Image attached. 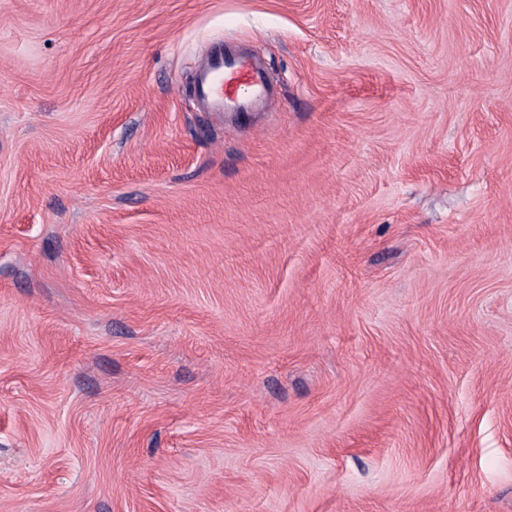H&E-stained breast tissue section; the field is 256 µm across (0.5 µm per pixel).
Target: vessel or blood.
Here are the masks:
<instances>
[{
	"label": "vessel or blood",
	"instance_id": "b4317fda",
	"mask_svg": "<svg viewBox=\"0 0 512 512\" xmlns=\"http://www.w3.org/2000/svg\"><path fill=\"white\" fill-rule=\"evenodd\" d=\"M267 91V66L218 49L211 53L196 80L199 98L212 109L250 112Z\"/></svg>",
	"mask_w": 512,
	"mask_h": 512
}]
</instances>
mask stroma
I'll return each instance as SVG.
<instances>
[{"mask_svg": "<svg viewBox=\"0 0 512 512\" xmlns=\"http://www.w3.org/2000/svg\"><path fill=\"white\" fill-rule=\"evenodd\" d=\"M0 512H512V0H0ZM266 91V64L224 48L211 53L196 80L199 98L219 112H252Z\"/></svg>", "mask_w": 512, "mask_h": 512, "instance_id": "stroma-1", "label": "stroma"}]
</instances>
